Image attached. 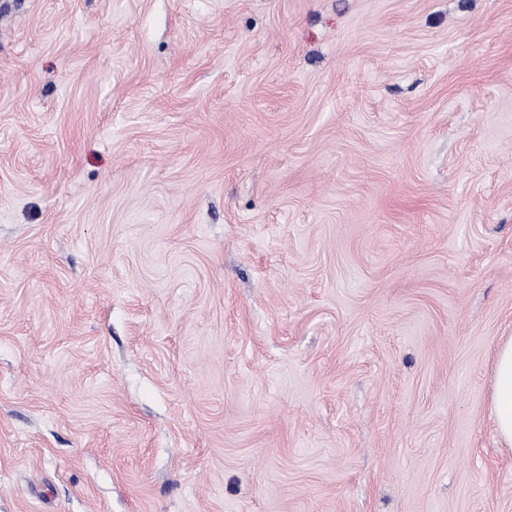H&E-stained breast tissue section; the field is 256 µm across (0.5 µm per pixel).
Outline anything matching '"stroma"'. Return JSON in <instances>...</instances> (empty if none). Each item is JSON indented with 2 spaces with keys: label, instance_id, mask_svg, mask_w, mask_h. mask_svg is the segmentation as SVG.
<instances>
[{
  "label": "stroma",
  "instance_id": "35a3bbf8",
  "mask_svg": "<svg viewBox=\"0 0 512 512\" xmlns=\"http://www.w3.org/2000/svg\"><path fill=\"white\" fill-rule=\"evenodd\" d=\"M512 0H0V512H512ZM493 423L500 441L512 447V336L502 338L495 349Z\"/></svg>",
  "mask_w": 512,
  "mask_h": 512
}]
</instances>
